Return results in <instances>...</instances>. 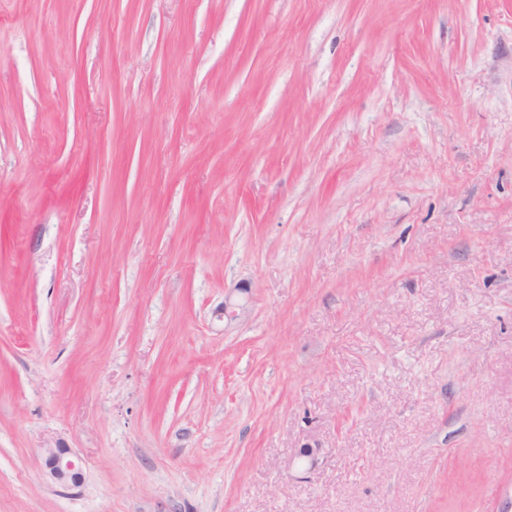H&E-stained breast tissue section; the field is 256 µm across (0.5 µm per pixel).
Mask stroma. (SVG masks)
Wrapping results in <instances>:
<instances>
[{
    "instance_id": "1",
    "label": "stroma",
    "mask_w": 512,
    "mask_h": 512,
    "mask_svg": "<svg viewBox=\"0 0 512 512\" xmlns=\"http://www.w3.org/2000/svg\"><path fill=\"white\" fill-rule=\"evenodd\" d=\"M510 501L512 0H0V512ZM45 475L57 485L68 487L79 484L81 468L69 456L68 448H46L42 451Z\"/></svg>"
}]
</instances>
